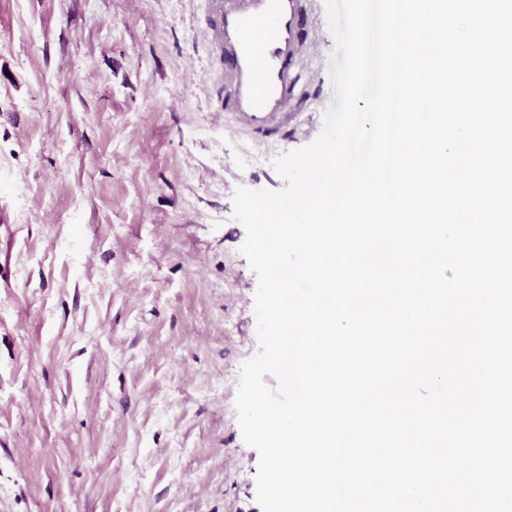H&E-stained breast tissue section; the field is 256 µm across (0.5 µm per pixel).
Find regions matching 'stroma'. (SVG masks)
<instances>
[{
	"label": "stroma",
	"instance_id": "obj_1",
	"mask_svg": "<svg viewBox=\"0 0 512 512\" xmlns=\"http://www.w3.org/2000/svg\"><path fill=\"white\" fill-rule=\"evenodd\" d=\"M204 0H0V512H262L237 188L287 148L210 108ZM303 125L335 99L334 39Z\"/></svg>",
	"mask_w": 512,
	"mask_h": 512
}]
</instances>
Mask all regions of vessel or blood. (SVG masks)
<instances>
[{
	"label": "vessel or blood",
	"instance_id": "b4317fda",
	"mask_svg": "<svg viewBox=\"0 0 512 512\" xmlns=\"http://www.w3.org/2000/svg\"><path fill=\"white\" fill-rule=\"evenodd\" d=\"M206 9L210 45L224 66L218 111L237 134L287 141L302 63L316 48V0H206Z\"/></svg>",
	"mask_w": 512,
	"mask_h": 512
}]
</instances>
